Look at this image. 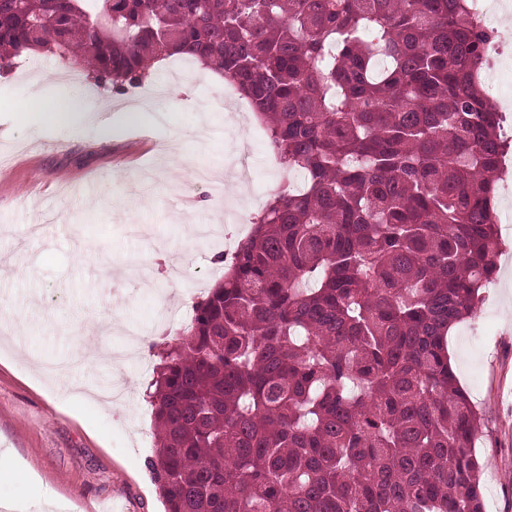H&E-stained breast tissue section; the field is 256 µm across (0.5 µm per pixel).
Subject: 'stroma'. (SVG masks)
I'll list each match as a JSON object with an SVG mask.
<instances>
[{"label": "stroma", "instance_id": "obj_1", "mask_svg": "<svg viewBox=\"0 0 512 512\" xmlns=\"http://www.w3.org/2000/svg\"><path fill=\"white\" fill-rule=\"evenodd\" d=\"M149 84L183 85L196 109L127 89L112 96V139L95 121L51 125L19 121L17 107L39 95L93 101L100 86L76 65L49 54L19 59L0 74V148L16 158L0 167V504L15 512H165L146 466L154 418L145 397L153 344L180 333L192 306L220 281L215 255L244 237L212 206L214 184L196 167L226 174L233 141L248 140L254 178L244 199L254 218L278 187L277 165L253 117L224 110V83L168 59ZM144 114L129 127V109ZM94 194H82L86 181ZM495 286L477 313L487 335L473 343L474 320L448 336L460 384L484 418L477 451L487 465V512H512V223L501 224ZM96 251L97 263L83 255ZM119 381L120 407L102 403L103 381Z\"/></svg>", "mask_w": 512, "mask_h": 512}]
</instances>
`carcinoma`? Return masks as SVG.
Instances as JSON below:
<instances>
[{"mask_svg": "<svg viewBox=\"0 0 512 512\" xmlns=\"http://www.w3.org/2000/svg\"><path fill=\"white\" fill-rule=\"evenodd\" d=\"M470 0H0V72L76 58L122 91L184 57L246 100L282 182L159 351L167 512H486L448 336L501 252L509 145Z\"/></svg>", "mask_w": 512, "mask_h": 512, "instance_id": "obj_1", "label": "carcinoma"}]
</instances>
